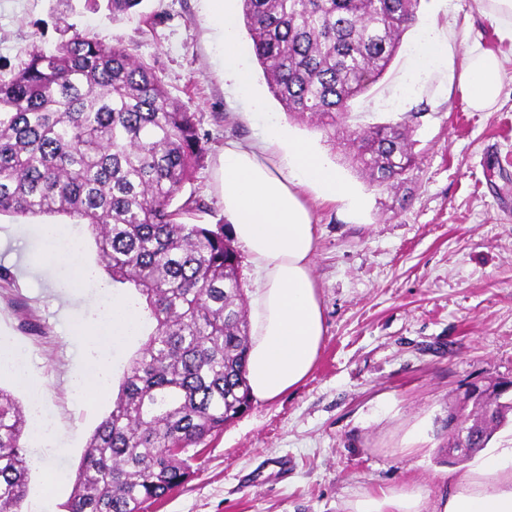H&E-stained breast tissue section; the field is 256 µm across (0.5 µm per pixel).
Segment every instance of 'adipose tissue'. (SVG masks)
Instances as JSON below:
<instances>
[{"label": "adipose tissue", "instance_id": "adipose-tissue-1", "mask_svg": "<svg viewBox=\"0 0 512 512\" xmlns=\"http://www.w3.org/2000/svg\"><path fill=\"white\" fill-rule=\"evenodd\" d=\"M208 19L224 44L225 78L237 90L250 91L236 14L224 0H210ZM502 70L497 53L470 45L459 82L471 110L487 112L497 104ZM278 151L280 165L273 159ZM219 179L224 216L261 278L252 302L247 381L253 398L271 400L309 376L326 332L311 278L312 210L302 191L311 189L326 201L351 193L309 144L287 141L277 130L254 145L227 141ZM428 498L420 486L389 488L364 495L352 512H512V446L479 449L465 473H449L436 506H429Z\"/></svg>", "mask_w": 512, "mask_h": 512}]
</instances>
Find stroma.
Segmentation results:
<instances>
[{
  "instance_id": "stroma-1",
  "label": "stroma",
  "mask_w": 512,
  "mask_h": 512,
  "mask_svg": "<svg viewBox=\"0 0 512 512\" xmlns=\"http://www.w3.org/2000/svg\"><path fill=\"white\" fill-rule=\"evenodd\" d=\"M204 0H142L111 19L90 0H0V71L33 50H55L64 24L130 48L171 96L193 112L205 155L176 196L201 199L193 224L224 223L216 170L226 141L256 142L270 127L312 143L360 198L312 199L311 276L326 332L312 373L294 390L249 410L209 437L184 486L145 512H350L381 488L421 485L437 501L456 439L453 423L512 380V44L475 0H421L388 70L336 119V138L309 116L291 115L269 91L254 54L244 62L261 111L224 78V48ZM446 32L447 62L418 66L428 22ZM503 53V85L489 112L467 106L458 76L468 44ZM252 95V96H253ZM408 125L415 165L392 185L362 173L345 133ZM43 218L0 215V342L24 371L0 373V388L23 408L39 405L53 440L27 433L31 462L23 512H64L86 442L108 414L139 336L103 335L92 321L119 294L97 264L85 225L59 218L77 261L57 256ZM93 271L76 277L74 265ZM114 363L108 388L75 395L74 372L93 379L92 348ZM288 470L276 474L279 460ZM265 483H256L258 475Z\"/></svg>"
}]
</instances>
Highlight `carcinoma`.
I'll list each match as a JSON object with an SVG mask.
<instances>
[{
    "label": "carcinoma",
    "instance_id": "carcinoma-1",
    "mask_svg": "<svg viewBox=\"0 0 512 512\" xmlns=\"http://www.w3.org/2000/svg\"><path fill=\"white\" fill-rule=\"evenodd\" d=\"M141 0H106L112 17ZM420 0H242L270 92L326 130L378 80ZM353 159L380 184L415 163L409 129L373 126ZM205 153L195 115L131 49L63 35L0 74V214L66 216L88 226L98 265L135 291L150 332L123 372L112 410L90 436L67 512H143L193 476L192 450L245 413L249 324L239 257L223 225L172 201ZM506 414L475 424L484 447ZM27 417L0 388V512H21Z\"/></svg>",
    "mask_w": 512,
    "mask_h": 512
}]
</instances>
